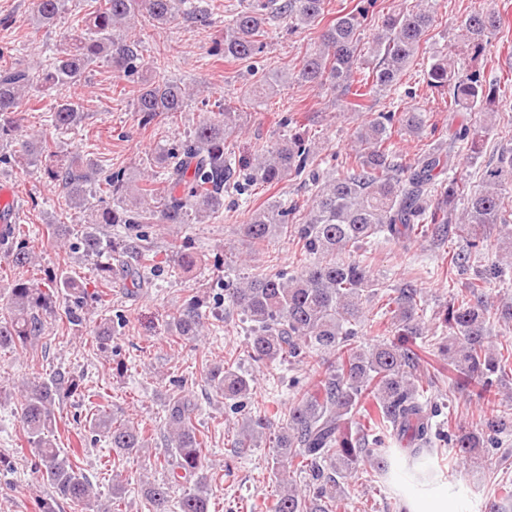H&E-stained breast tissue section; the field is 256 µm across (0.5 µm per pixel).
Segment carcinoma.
I'll list each match as a JSON object with an SVG mask.
<instances>
[{
	"instance_id": "carcinoma-1",
	"label": "carcinoma",
	"mask_w": 512,
	"mask_h": 512,
	"mask_svg": "<svg viewBox=\"0 0 512 512\" xmlns=\"http://www.w3.org/2000/svg\"><path fill=\"white\" fill-rule=\"evenodd\" d=\"M92 10L68 35L65 51L44 67L25 66L0 70V140L18 130L10 114L21 109L29 93L55 90L54 127L67 132L82 119V105L66 94L95 63H107L138 83L134 111L146 127L162 114L184 111L190 93L181 82L163 75L165 57L144 63L140 44L124 34L130 23L143 36L152 29L179 19L199 26L212 24L211 12L202 0H90ZM376 0H358L348 12L336 17L321 35V48L304 56L291 79L326 88L337 94L352 112L371 113L373 98L396 86L418 54L435 23L430 0H402L400 7L382 15L381 25L370 40L364 32L369 7ZM327 0H249L244 9L224 19V58L247 61L264 51L263 36L277 23L293 31L322 22ZM62 0H33L40 24L50 26ZM505 25L496 8L469 14L461 24L463 45L479 56L488 36ZM214 48V51L221 50ZM375 59L369 73L356 78L366 57ZM252 93L280 86L279 73L253 72ZM427 86L447 90L449 108L458 112L497 111L498 83H488L478 70L462 72L448 54L434 56L427 71ZM204 120L194 136L180 148L161 152L155 163L166 184L162 203L153 207L150 185L131 184L122 170L97 168L82 156L62 159L50 149L47 138L26 143L27 162L65 191L67 204L85 216L84 230L74 249L103 259L98 280L107 286L113 277L130 281L132 287L148 283L152 267L141 227L144 224H199L224 207V188L243 181L266 184L286 177L304 178L315 187L309 213L297 218L300 206L268 203L243 225V235L255 247L268 243L278 232L293 228L304 259L297 270L259 272L239 282L224 284V301L250 321L248 357L270 369L288 362L302 364L314 377L307 389L296 391L271 441L275 474L300 472L306 483L299 488L293 478L281 480L277 498L267 512H335L351 481L381 475L389 469L388 446L396 443L409 450V465L424 464V450L440 440L432 418L438 412L428 396L435 381L448 379V390H466L489 409L480 428L451 439L460 459L487 460L489 447L500 435L512 431V410L496 402L506 373L504 354L489 350L488 325L494 320L512 325V298L496 305L479 289L505 276L512 262L493 255L490 230L512 241V207L505 191L512 188V147H504L482 173L480 188L450 177L439 181L454 166L451 153L426 149L413 161L402 163L390 142L392 129L421 138L435 133L427 116L418 111L371 113L358 128L352 151L336 172L320 175L314 167L311 144L300 134L265 145L252 159H240L224 147L233 132V110L222 104ZM467 124L448 132L451 142L467 144L477 154L489 131ZM466 200L461 212L455 201ZM102 224H122L115 238L100 233ZM456 236L462 246L450 258L460 274L470 268L472 253L491 256L467 283L470 298L452 301L444 310L441 326L448 329L451 344L429 332L420 314L416 288H389L369 274L364 261L353 253L380 238L412 241L417 237ZM6 258L22 267L34 261L28 244L14 240ZM87 288L60 270L39 286L17 281L0 293V349H24L44 333L45 318L57 312V302H69V322L84 320ZM389 318L395 337L366 348L359 335L374 324V314ZM177 336L192 341L200 336L202 314L190 302L171 316ZM112 322L100 323L95 338L102 351L112 343ZM440 358L433 378L422 380L421 368L431 357ZM206 379L224 403L241 412L253 390V377L238 372L227 359L209 364ZM83 377L57 372L25 383L21 390L22 428L36 448L38 466L52 494L38 499V512H56L59 500L89 509L97 498L93 484L76 458L57 447L52 436L57 426L54 409L82 386ZM196 404L181 393L168 398L165 430L172 443L173 481H145L141 492L156 512L174 503L177 512H210L206 492V465L201 442L193 424ZM369 429L358 426L360 418ZM272 427L268 412L249 415L232 443L233 456L244 455ZM89 428L108 439L116 455L133 456L146 447L144 429L128 420L100 411ZM188 484L177 501L173 488Z\"/></svg>"
}]
</instances>
